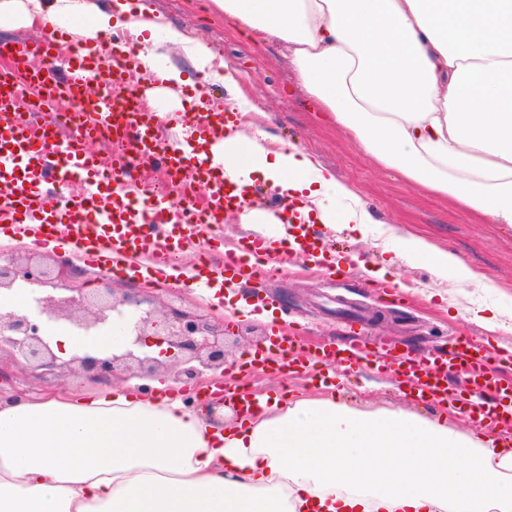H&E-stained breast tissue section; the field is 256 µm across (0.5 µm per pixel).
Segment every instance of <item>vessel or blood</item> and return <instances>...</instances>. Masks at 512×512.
Wrapping results in <instances>:
<instances>
[{"mask_svg": "<svg viewBox=\"0 0 512 512\" xmlns=\"http://www.w3.org/2000/svg\"><path fill=\"white\" fill-rule=\"evenodd\" d=\"M64 40L59 31L0 47L13 65L11 71H0V230L43 242L66 238L79 259L117 278L143 270L151 280L168 281V256L187 245L200 251L214 247L225 214L242 211L247 204L244 196L236 195L234 182L217 175L213 158L195 155L200 142L223 138L224 115L184 103L182 111L168 116L169 122L181 125L182 138L165 143L158 135L156 113L145 107L140 94L133 89L113 91L136 70L135 55L115 51L113 66L105 68L99 51L80 50L57 69L53 61ZM21 80L36 89L46 105L71 91L96 87L92 127L67 133L54 121L23 118L15 110ZM92 137L121 139L132 149L107 172L101 158L86 147ZM154 162L195 181L204 191L202 218L190 217L164 196L141 200L140 183L132 173ZM75 182L82 187L79 200L58 203L59 191ZM286 254L285 247L271 246L268 238L250 236L225 253L223 264L196 265L195 279L202 288H230L262 274L265 265L282 261ZM253 255L258 258L254 264L249 261ZM258 354L262 363L280 369L306 370L320 364L331 377L341 366H372L375 372L393 374L418 397L449 402L496 447H512V382H503L496 373L498 365L512 361L511 352L482 349L467 337L456 339L447 355L420 361L381 340L372 346L329 341L310 352L297 337L277 332L265 337ZM452 367L463 379L462 388L455 391L448 388ZM223 394L245 418L259 404L258 395L239 386Z\"/></svg>", "mask_w": 512, "mask_h": 512, "instance_id": "obj_1", "label": "vessel or blood"}]
</instances>
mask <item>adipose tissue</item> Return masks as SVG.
Wrapping results in <instances>:
<instances>
[{
    "instance_id": "1",
    "label": "adipose tissue",
    "mask_w": 512,
    "mask_h": 512,
    "mask_svg": "<svg viewBox=\"0 0 512 512\" xmlns=\"http://www.w3.org/2000/svg\"><path fill=\"white\" fill-rule=\"evenodd\" d=\"M252 40L276 39L307 95L381 166L486 224L512 227V0H212ZM97 45L165 29L126 0H0V20L62 27ZM224 130V168L271 184L302 222L363 231L372 213L291 143ZM399 258L439 278L478 275L404 236ZM100 396L0 397V512H512V448L446 417L369 414L333 399H273L252 419L203 414L163 383Z\"/></svg>"
}]
</instances>
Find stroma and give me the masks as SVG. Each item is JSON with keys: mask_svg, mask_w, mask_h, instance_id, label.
<instances>
[{"mask_svg": "<svg viewBox=\"0 0 512 512\" xmlns=\"http://www.w3.org/2000/svg\"><path fill=\"white\" fill-rule=\"evenodd\" d=\"M142 8L163 16L173 28L214 53L211 65L197 69L188 46L168 43L160 30L154 37L157 68L179 67L186 91L197 94L210 110L242 114L252 129L307 151L314 162L333 170L374 217L360 233L321 224L314 227L332 256L354 260L349 280H339L329 267L313 266L304 255L295 254L283 269L241 289L240 299L256 294L274 298L277 313L284 316L280 330L302 336L305 347L311 349L350 330L338 317L343 310L359 314L360 321L352 329L357 335L390 337L400 351L414 359L448 348L457 336L487 337L494 347L512 348V329L490 335L472 318L478 308L512 313L511 227L478 223L450 199L427 195L398 172L378 167L370 155L327 121L299 86L282 42L255 44L227 25L210 0H143ZM228 68L240 75L239 91L224 86ZM406 234L456 253L486 277V285L440 279L427 261L397 258L399 238ZM385 264L391 271L388 281L376 282L366 276V269ZM79 270L88 292L107 287L120 293L148 290L162 304L197 309L212 323L223 325L234 354L224 368L228 382H243L271 397H332L369 413L400 409L430 417L440 411L437 405L406 396L391 376H375L366 367L347 371L330 390L319 388L304 374L276 375L259 366L238 369V354L260 345L271 332L269 324L237 314L223 318L191 290L172 284L161 288L139 278L116 280L107 271L84 264ZM0 369L7 375L0 390L7 393L40 395L72 389L86 394L97 387L95 380L82 373L57 372L36 378L8 363Z\"/></svg>", "mask_w": 512, "mask_h": 512, "instance_id": "obj_1", "label": "stroma"}]
</instances>
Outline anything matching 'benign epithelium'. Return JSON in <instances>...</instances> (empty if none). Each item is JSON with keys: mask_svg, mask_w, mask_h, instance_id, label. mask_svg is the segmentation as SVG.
Here are the masks:
<instances>
[{"mask_svg": "<svg viewBox=\"0 0 512 512\" xmlns=\"http://www.w3.org/2000/svg\"><path fill=\"white\" fill-rule=\"evenodd\" d=\"M20 280L66 291L64 296L49 297L42 309L47 320H64L76 332L106 325L124 306L135 307L138 314L133 334L124 345L100 349L93 355L75 354L60 364L28 313L1 312L0 356L10 357L21 367L35 372L74 367L100 380L163 377L189 385L208 371L224 370L232 356L224 329L208 324L195 312L174 306L158 310L148 298L118 294L110 288L88 295L74 284L68 264L62 260L45 267L29 257L12 255L0 263V292L12 290Z\"/></svg>", "mask_w": 512, "mask_h": 512, "instance_id": "obj_1", "label": "benign epithelium"}]
</instances>
